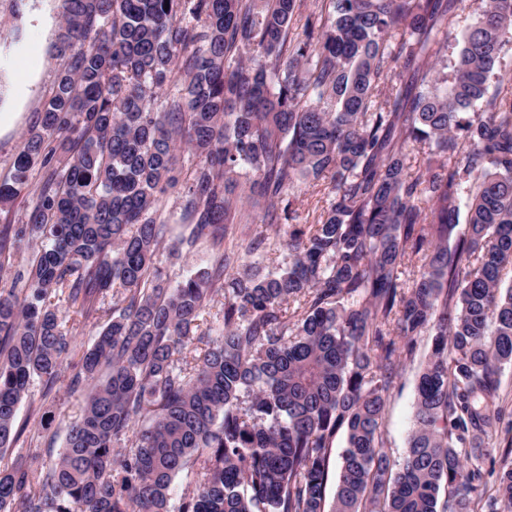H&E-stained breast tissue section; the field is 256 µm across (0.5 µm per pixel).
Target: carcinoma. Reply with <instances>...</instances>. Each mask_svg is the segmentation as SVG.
Masks as SVG:
<instances>
[{"label": "carcinoma", "instance_id": "cac0c4a2", "mask_svg": "<svg viewBox=\"0 0 512 512\" xmlns=\"http://www.w3.org/2000/svg\"><path fill=\"white\" fill-rule=\"evenodd\" d=\"M62 2L63 68L0 181L2 206L43 172L25 222L0 230V271L31 252L0 284V454L33 381L51 394L73 353L52 297L105 322L68 377L90 389L64 448L0 457V512H512V461L487 498L471 463L508 430L512 90L491 79L512 0H485L451 63L457 0H321L297 38L307 0ZM417 144L437 166L412 168ZM326 176L288 266L230 272L260 247L250 225L289 220ZM171 190L191 225L171 252L218 247L176 281L156 266ZM426 329L397 461L386 395Z\"/></svg>", "mask_w": 512, "mask_h": 512}]
</instances>
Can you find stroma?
<instances>
[{
    "label": "stroma",
    "instance_id": "obj_1",
    "mask_svg": "<svg viewBox=\"0 0 512 512\" xmlns=\"http://www.w3.org/2000/svg\"><path fill=\"white\" fill-rule=\"evenodd\" d=\"M61 16V0H24L16 14L8 0H0V112L14 116L12 125L0 131V180L10 177L14 157L25 134L38 124L46 94L63 65L58 53ZM411 343L413 350L403 355L399 377L386 398L383 420L384 437L397 459L408 446L416 385L429 359L432 336L425 331ZM84 398V391L73 392L66 383H58L44 404L52 416L50 428L28 426L13 443V451L44 457L49 450L63 448Z\"/></svg>",
    "mask_w": 512,
    "mask_h": 512
}]
</instances>
